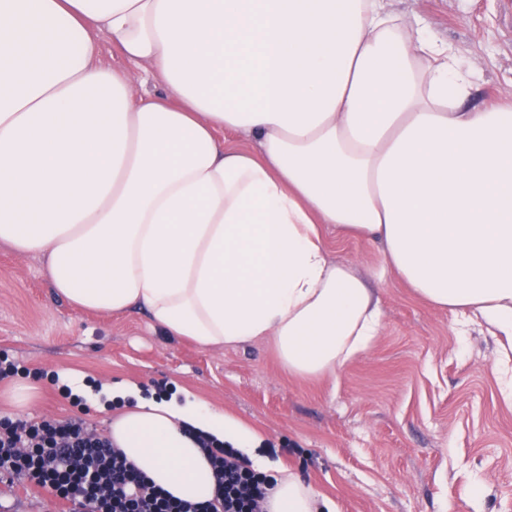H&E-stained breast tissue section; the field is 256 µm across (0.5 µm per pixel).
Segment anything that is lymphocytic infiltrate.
<instances>
[{
    "mask_svg": "<svg viewBox=\"0 0 512 512\" xmlns=\"http://www.w3.org/2000/svg\"><path fill=\"white\" fill-rule=\"evenodd\" d=\"M216 473L212 500L189 503L156 487L83 420L0 418V476L49 490L71 512H265L267 482L235 450L202 440Z\"/></svg>",
    "mask_w": 512,
    "mask_h": 512,
    "instance_id": "f902f5d3",
    "label": "lymphocytic infiltrate"
}]
</instances>
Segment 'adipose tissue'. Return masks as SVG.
I'll list each match as a JSON object with an SVG mask.
<instances>
[{
    "mask_svg": "<svg viewBox=\"0 0 512 512\" xmlns=\"http://www.w3.org/2000/svg\"><path fill=\"white\" fill-rule=\"evenodd\" d=\"M95 30L176 101L135 95ZM473 87L383 0H0V244L83 310L140 308L203 348L265 340L307 378L379 333L372 288L324 230L359 235L381 245L376 281L496 338L512 403V106L469 108ZM102 393L110 442L175 498L213 496L204 432L275 479L271 512H320L236 416L187 390Z\"/></svg>",
    "mask_w": 512,
    "mask_h": 512,
    "instance_id": "adipose-tissue-1",
    "label": "adipose tissue"
}]
</instances>
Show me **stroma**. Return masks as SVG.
Wrapping results in <instances>:
<instances>
[{
    "label": "stroma",
    "mask_w": 512,
    "mask_h": 512,
    "mask_svg": "<svg viewBox=\"0 0 512 512\" xmlns=\"http://www.w3.org/2000/svg\"><path fill=\"white\" fill-rule=\"evenodd\" d=\"M403 23L423 20L476 73L471 107L512 103L507 0H388ZM331 254L369 273L365 238L329 236ZM373 347L336 376L289 375L273 346L204 350L151 328L147 315L82 311L51 288L41 262L0 245V359L35 378L31 419L81 417L105 434L108 414L71 406L54 378L71 368L104 383L185 386L255 427L286 468L335 512H512V406L500 396L497 342L420 300L398 277L377 287ZM46 492L0 483V512H59Z\"/></svg>",
    "instance_id": "1"
}]
</instances>
